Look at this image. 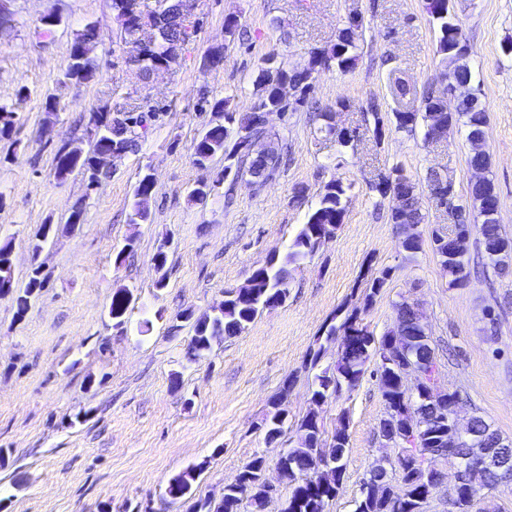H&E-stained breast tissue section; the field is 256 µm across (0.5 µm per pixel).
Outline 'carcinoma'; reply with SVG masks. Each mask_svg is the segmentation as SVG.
<instances>
[{"label":"carcinoma","mask_w":512,"mask_h":512,"mask_svg":"<svg viewBox=\"0 0 512 512\" xmlns=\"http://www.w3.org/2000/svg\"><path fill=\"white\" fill-rule=\"evenodd\" d=\"M425 9L439 24L438 53L441 55L442 64L449 66V75L453 80L471 82L470 67L456 51V37L461 31L449 14L448 0H426ZM112 12L118 17H128L133 27H148L156 23L154 13L143 11L135 0H112ZM361 27L362 23L348 20L347 25L338 32L336 43L327 51L313 53L309 65L328 67L334 64L343 72L353 69L358 60L359 49L356 31ZM99 36V27L94 23L86 25L75 34L61 84L76 86L94 76V61L78 57L75 50L87 40L97 39ZM272 68L271 72L264 69L259 71L255 80L257 99L248 110L232 111L228 108L229 101L226 99L213 104V119L205 125L192 145L191 156L194 164L208 162L219 154L224 155L231 158V165L235 166L234 176L245 173L256 183L267 180L276 172L283 158L284 146L281 138L261 122L260 112L272 108L286 111L289 108V105L276 97L273 81L288 80L297 84L299 93L295 104L298 106L307 101L313 91L314 81L308 80L307 73L301 68H286L280 62L273 63ZM421 104L420 112L393 113L395 130L411 133L419 123L427 129L443 116L449 127L462 120L468 131L486 133L487 116L479 102L441 100L435 95L433 87L428 86L422 92ZM154 117L156 112L152 108L128 118L112 116L111 110L106 106L96 109L91 113V120L100 126V135L95 140L93 150L84 151L81 142L75 139L66 143L56 154V176L63 179L79 169L88 175L89 183H100L102 170L95 166L97 154L103 150L110 151L114 147L124 155L135 152L140 137L138 129L144 128L146 121ZM16 119L14 106L0 105V137L9 136ZM244 137H262L269 141L271 149L268 155L256 159L237 152L238 142ZM152 188L153 183L144 178L139 180L134 189L128 223L142 224L147 221L148 210L142 208L140 196L151 193ZM345 195L346 190L339 182L330 181L324 185L317 204L308 212L306 222L299 228L281 263L277 265L271 261L253 270L250 286L247 287V298H227L218 310L198 316L193 310L185 309V320L193 323L194 331L187 347L189 359L203 357L210 351L215 338L243 332L264 310L269 300L276 297L283 301L288 299L292 271L312 258L330 241L327 237L328 226L333 225L338 229L343 224ZM406 196L407 217L416 224L423 223L422 198L418 183L411 177L408 178ZM485 200L493 206L499 203L498 193L491 181L482 188H470L469 203L460 207L462 221H469L472 211L482 214V202ZM475 228L485 252L499 242H512V237L503 233L501 224L497 222L488 223L483 220ZM388 276L389 271L384 270L373 277L367 284L369 293L364 296L362 306L339 310V320L324 331L326 336H338L344 340L347 349L344 358L336 361L333 366L323 367L318 355L311 356L308 369L314 372L312 398L316 405H322L335 394L340 383L356 387L374 362L368 341L357 336V333L369 328L361 318V313L372 306L381 294ZM44 283L41 265L35 264L25 285H17L12 268L10 243L0 244V297L12 300L17 317L25 316L30 308L31 298L38 294ZM133 300V290L127 286L120 285L112 290L108 308L112 329L124 332ZM399 343L409 349H417L422 361L432 366V369H438L435 347L431 340L419 343L416 335L407 334L399 339ZM380 386L386 405V416L393 418L404 405L406 390L395 377L390 383L382 382ZM472 423L481 436L482 447L491 449L494 454L505 457L512 463V439L503 437L491 423L479 415L472 416ZM348 427L349 421L343 414L338 419L334 433L338 437L335 461L321 465L317 463V459L322 448L326 446V441L322 439L321 424L308 415L298 421L295 428L296 440L285 451L286 462L279 466L280 480L290 487V494L286 498L288 512H326L329 502L340 493L349 445ZM264 469L265 457L254 456L242 467L246 481L242 490L227 489L224 497L217 503L209 498L199 499L192 505V512H241V505L245 501L252 507V512H266L268 500L261 482ZM201 471L202 466L196 465L174 476L166 487V496L173 500L191 498L193 483ZM378 481L387 482V487L380 496L367 504L364 500H359L355 512H426V499L418 505V510H412L415 505L412 495L426 492L427 478L422 471L410 465L398 466L386 476L374 471L363 478L361 486ZM466 481L469 488L481 497L497 489L500 483L498 470L493 466L471 468L466 472Z\"/></svg>","instance_id":"carcinoma-1"}]
</instances>
